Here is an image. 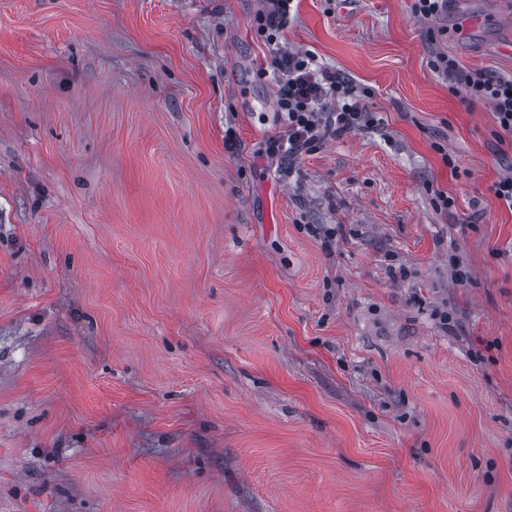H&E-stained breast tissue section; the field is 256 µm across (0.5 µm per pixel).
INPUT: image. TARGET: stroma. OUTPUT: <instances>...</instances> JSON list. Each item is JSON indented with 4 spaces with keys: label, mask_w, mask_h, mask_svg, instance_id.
<instances>
[{
    "label": "stroma",
    "mask_w": 512,
    "mask_h": 512,
    "mask_svg": "<svg viewBox=\"0 0 512 512\" xmlns=\"http://www.w3.org/2000/svg\"><path fill=\"white\" fill-rule=\"evenodd\" d=\"M261 8L0 0V512H512V137L431 66L512 0H295L378 123L288 164ZM416 0L415 10L424 19L436 22L448 16V8H454L458 6V0Z\"/></svg>",
    "instance_id": "stroma-1"
}]
</instances>
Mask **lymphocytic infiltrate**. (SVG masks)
Instances as JSON below:
<instances>
[{"label": "lymphocytic infiltrate", "instance_id": "obj_1", "mask_svg": "<svg viewBox=\"0 0 512 512\" xmlns=\"http://www.w3.org/2000/svg\"><path fill=\"white\" fill-rule=\"evenodd\" d=\"M271 64L281 73L278 107L284 116V128L269 138L270 156L294 160L329 138L374 126L375 118L354 82L321 65L315 56L278 52ZM431 64L452 81L461 100L488 103L500 129L512 135V76L485 69L463 70L441 52L433 54Z\"/></svg>", "mask_w": 512, "mask_h": 512}]
</instances>
